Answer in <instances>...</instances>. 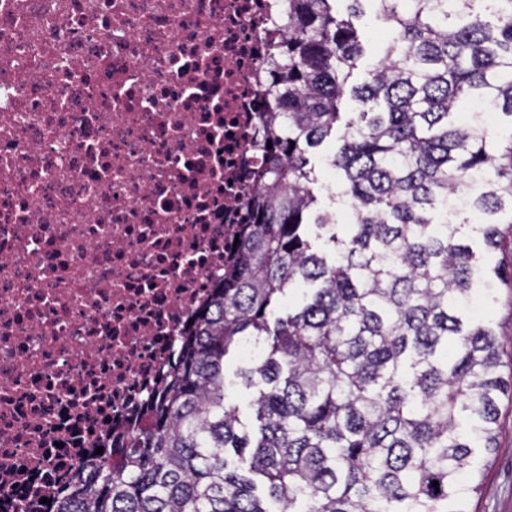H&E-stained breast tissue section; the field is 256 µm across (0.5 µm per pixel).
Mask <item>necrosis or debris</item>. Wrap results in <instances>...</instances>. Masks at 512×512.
<instances>
[{
  "label": "necrosis or debris",
  "mask_w": 512,
  "mask_h": 512,
  "mask_svg": "<svg viewBox=\"0 0 512 512\" xmlns=\"http://www.w3.org/2000/svg\"><path fill=\"white\" fill-rule=\"evenodd\" d=\"M285 0H0V512L161 386L258 184Z\"/></svg>",
  "instance_id": "necrosis-or-debris-1"
}]
</instances>
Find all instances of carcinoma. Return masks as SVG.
<instances>
[{
	"label": "carcinoma",
	"mask_w": 512,
	"mask_h": 512,
	"mask_svg": "<svg viewBox=\"0 0 512 512\" xmlns=\"http://www.w3.org/2000/svg\"><path fill=\"white\" fill-rule=\"evenodd\" d=\"M333 2L288 0L248 222L142 424L86 449L40 512H469L480 493L512 377L491 323L465 313L502 277L466 236L489 254L512 224V134L484 119L512 117V0ZM365 2L386 37L352 84ZM346 96L357 112L328 164L353 222L338 224L309 215L310 154ZM250 340L261 355L236 378L252 427L224 374Z\"/></svg>",
	"instance_id": "cac0c4a2"
}]
</instances>
